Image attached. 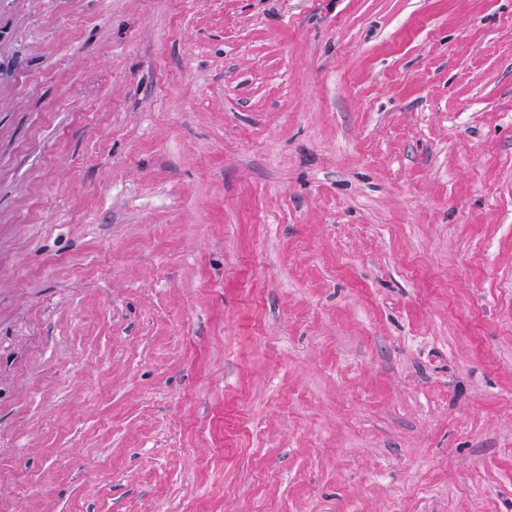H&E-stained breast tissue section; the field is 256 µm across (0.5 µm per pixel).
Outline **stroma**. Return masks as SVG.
Listing matches in <instances>:
<instances>
[{"label":"stroma","instance_id":"obj_1","mask_svg":"<svg viewBox=\"0 0 512 512\" xmlns=\"http://www.w3.org/2000/svg\"><path fill=\"white\" fill-rule=\"evenodd\" d=\"M0 512H512V0H0Z\"/></svg>","mask_w":512,"mask_h":512}]
</instances>
